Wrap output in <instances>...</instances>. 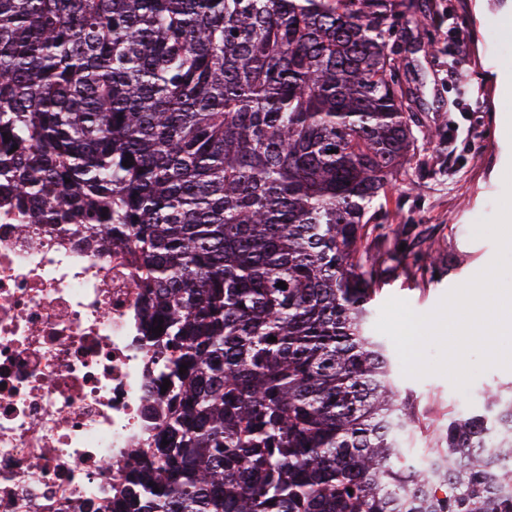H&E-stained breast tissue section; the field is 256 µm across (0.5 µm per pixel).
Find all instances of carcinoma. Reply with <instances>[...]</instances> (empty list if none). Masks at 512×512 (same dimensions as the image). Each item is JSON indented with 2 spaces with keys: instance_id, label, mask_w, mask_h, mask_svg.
Returning <instances> with one entry per match:
<instances>
[{
  "instance_id": "1",
  "label": "carcinoma",
  "mask_w": 512,
  "mask_h": 512,
  "mask_svg": "<svg viewBox=\"0 0 512 512\" xmlns=\"http://www.w3.org/2000/svg\"><path fill=\"white\" fill-rule=\"evenodd\" d=\"M404 24L417 0H0V188L128 259L163 327L169 444L106 512H512V396L410 464L368 330L367 214L418 151Z\"/></svg>"
}]
</instances>
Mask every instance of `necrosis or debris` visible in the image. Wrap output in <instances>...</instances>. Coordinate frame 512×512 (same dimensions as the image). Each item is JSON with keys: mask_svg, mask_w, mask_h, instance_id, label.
<instances>
[{"mask_svg": "<svg viewBox=\"0 0 512 512\" xmlns=\"http://www.w3.org/2000/svg\"><path fill=\"white\" fill-rule=\"evenodd\" d=\"M0 193V512H102L160 437L145 289Z\"/></svg>", "mask_w": 512, "mask_h": 512, "instance_id": "necrosis-or-debris-1", "label": "necrosis or debris"}]
</instances>
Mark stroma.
<instances>
[{
  "mask_svg": "<svg viewBox=\"0 0 512 512\" xmlns=\"http://www.w3.org/2000/svg\"><path fill=\"white\" fill-rule=\"evenodd\" d=\"M431 45L419 31L407 32L399 57L416 95L426 130L413 164L412 180L392 188L371 209L376 231L366 246L381 258L373 312L393 297L417 313L431 312L453 288L486 268L496 255L493 240L473 235L475 223L495 214L512 165V139L502 135L501 118L512 110L501 72L512 63V39L502 33L501 15H512V0H425ZM470 60L459 72L448 69V45L455 31ZM421 252L426 269L391 260L399 247ZM401 390L412 393L426 426L411 436L408 458L419 461L430 443V426L447 424L452 413H479L489 393L512 395V370L492 368L459 392L440 375L420 379L396 373Z\"/></svg>",
  "mask_w": 512,
  "mask_h": 512,
  "instance_id": "stroma-1",
  "label": "stroma"
}]
</instances>
